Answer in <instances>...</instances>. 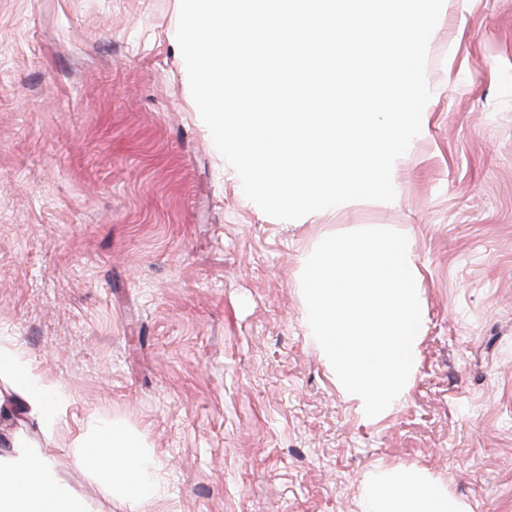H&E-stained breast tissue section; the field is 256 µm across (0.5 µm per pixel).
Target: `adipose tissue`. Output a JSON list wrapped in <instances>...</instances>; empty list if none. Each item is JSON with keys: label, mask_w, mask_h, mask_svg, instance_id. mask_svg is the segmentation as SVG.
I'll return each mask as SVG.
<instances>
[{"label": "adipose tissue", "mask_w": 512, "mask_h": 512, "mask_svg": "<svg viewBox=\"0 0 512 512\" xmlns=\"http://www.w3.org/2000/svg\"><path fill=\"white\" fill-rule=\"evenodd\" d=\"M15 375L11 393H0V423L17 416L48 429L65 423L69 400L35 374L22 353L0 344V369ZM0 453V512H88L85 502L61 481L47 460L10 439ZM75 456L88 463L112 485L130 512L155 495L153 463L143 453L137 435L116 426L99 425L80 431ZM369 512H459L436 483L422 479L418 470L397 466L382 484L371 490Z\"/></svg>", "instance_id": "ef3b65f1"}]
</instances>
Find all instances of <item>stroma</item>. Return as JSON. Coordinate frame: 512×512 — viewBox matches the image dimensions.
<instances>
[{"label": "stroma", "mask_w": 512, "mask_h": 512, "mask_svg": "<svg viewBox=\"0 0 512 512\" xmlns=\"http://www.w3.org/2000/svg\"><path fill=\"white\" fill-rule=\"evenodd\" d=\"M175 0H0V343L155 458L143 512H366L389 466L512 512V0H444L395 198L280 221L192 99ZM411 241L412 386L366 417L307 326L326 236ZM91 512H128L72 427L4 428Z\"/></svg>", "instance_id": "obj_1"}]
</instances>
